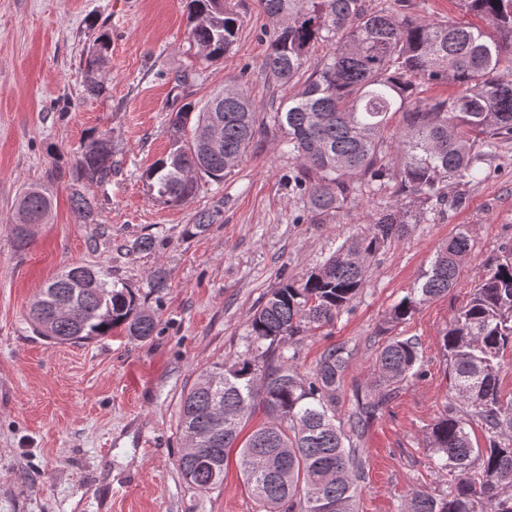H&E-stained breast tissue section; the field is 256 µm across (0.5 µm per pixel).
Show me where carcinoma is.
Masks as SVG:
<instances>
[{"mask_svg": "<svg viewBox=\"0 0 512 512\" xmlns=\"http://www.w3.org/2000/svg\"><path fill=\"white\" fill-rule=\"evenodd\" d=\"M466 12L489 21L491 38L479 27L449 21L426 22L401 12H370L362 0H263L275 27L260 64L265 78L288 85L305 67L311 72L299 91L272 112L286 152L298 161L296 186L307 191L309 208L320 218L342 209L353 193L352 178L375 185L396 180L424 204L463 205L448 195V181H482L485 161L498 144L512 140V70L500 69L512 47V0H460ZM189 39L207 60L224 57L236 41L238 17L224 0H187ZM329 50L309 64L312 44ZM105 37L84 65L87 91L105 96L99 79ZM453 83L462 91L430 101L416 99L419 82ZM404 124L386 136L391 116ZM257 111L238 84L225 85L217 110L211 100L171 112L167 153L146 170L157 197L179 204L198 181L224 182L256 134ZM218 124L222 145L212 151L202 132ZM111 140L92 135L77 152L79 179L103 184L116 167ZM53 196L41 184L19 197L10 233L20 248L29 243V224L40 223ZM70 205L79 222L91 224L97 201L79 191ZM424 213L392 206L373 214L367 232L342 244L300 281L273 289L247 325L244 353L201 373L184 396L180 426L194 436L179 460L182 475L203 490L224 483V461L238 447L242 473L266 512L288 504V512H354L357 482L363 478V449L357 441L391 395L420 369L419 343L388 340L378 354L371 390L356 397L347 422H336L352 353L333 344L309 377L300 375L280 345L331 325L364 285L370 259L384 245L402 239ZM473 248L459 230L435 256L430 270L389 312V321L410 317L425 302L456 285L460 265ZM33 330L53 344L84 343L112 335L147 339L156 318L112 272L71 265L53 277L29 306ZM512 349V253L495 264L448 323L440 350L446 357L450 396L425 435L435 466L448 472L443 498L408 495L404 512H512V397L502 396L503 356ZM264 409L268 422L237 444L243 420ZM484 425L485 446H473L471 419ZM274 462L255 473L252 458Z\"/></svg>", "mask_w": 512, "mask_h": 512, "instance_id": "obj_1", "label": "carcinoma"}]
</instances>
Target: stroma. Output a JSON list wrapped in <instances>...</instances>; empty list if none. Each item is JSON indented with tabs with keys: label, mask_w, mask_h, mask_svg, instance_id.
<instances>
[{
	"label": "stroma",
	"mask_w": 512,
	"mask_h": 512,
	"mask_svg": "<svg viewBox=\"0 0 512 512\" xmlns=\"http://www.w3.org/2000/svg\"><path fill=\"white\" fill-rule=\"evenodd\" d=\"M369 10L398 7L428 21L470 16L458 0H363ZM240 20L224 59L204 61L189 49L185 0H0V512H264L252 497L237 453L224 484L202 490L182 476L186 446L179 427L184 394L198 375L247 347V324L264 296L321 265L348 238L366 231L380 205L418 207L388 183L361 187L340 212L313 222L307 196L292 189L296 166L284 154L270 113L297 84L268 82L259 65L274 24L261 0H224ZM110 49L102 64L109 98L89 95L84 62L98 36ZM193 70L184 88L174 75ZM239 80L258 108L257 133L221 185L200 182L184 202L163 203L145 178L168 148L173 104H194ZM106 132L117 167L105 187L77 180L74 159L94 132ZM480 182H457L462 208L413 224L373 256L365 284L333 325L287 341L301 374H311L332 344L353 351L336 404L347 420L356 394L368 393L376 357L391 338H414L422 373L400 387L361 440L365 472L358 512H402L407 496L448 493L425 432L449 394L439 338L490 265L512 248V141L501 143ZM56 202L30 244L9 231L28 184ZM95 196L91 224L78 223L72 189ZM212 224L189 234L202 211ZM474 247L455 288L408 320L388 313L426 273L459 226ZM152 237L151 250L136 240ZM86 263L111 271L155 314L145 341L113 330L79 344H51L28 320L33 296L63 268ZM163 271L167 286L150 278Z\"/></svg>",
	"instance_id": "obj_1"
}]
</instances>
